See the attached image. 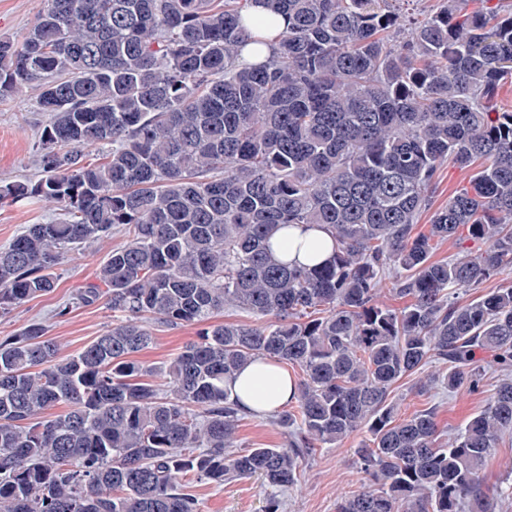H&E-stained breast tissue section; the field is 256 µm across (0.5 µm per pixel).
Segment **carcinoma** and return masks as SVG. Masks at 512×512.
I'll list each match as a JSON object with an SVG mask.
<instances>
[{"label":"carcinoma","instance_id":"carcinoma-1","mask_svg":"<svg viewBox=\"0 0 512 512\" xmlns=\"http://www.w3.org/2000/svg\"><path fill=\"white\" fill-rule=\"evenodd\" d=\"M251 2L45 0L22 43L0 38V102L35 88L46 117L42 177L0 185V206L65 211L0 248V313L125 233L81 294L119 314L110 329L66 359L40 323L0 340V512H195L188 474L259 477L280 512L305 457L360 430L377 488L336 512H499L482 471L512 430V286L456 291L512 270V7L443 0L412 21L402 0H267L251 32ZM280 17L272 56L239 64ZM446 161L478 171L416 234ZM292 224L326 226L332 258L276 261ZM462 231L487 249L432 260ZM391 271L398 309L378 300ZM226 307L262 322L213 321ZM146 318L204 328L156 369L134 358ZM478 352L507 375L448 443L431 411L396 420L397 381L434 357L448 372L429 384L476 390ZM260 356L302 371L296 411L271 413L288 444L232 452L244 412L224 381Z\"/></svg>","mask_w":512,"mask_h":512}]
</instances>
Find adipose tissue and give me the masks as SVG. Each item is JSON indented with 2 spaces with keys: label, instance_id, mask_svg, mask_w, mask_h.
Instances as JSON below:
<instances>
[{
  "label": "adipose tissue",
  "instance_id": "adipose-tissue-1",
  "mask_svg": "<svg viewBox=\"0 0 512 512\" xmlns=\"http://www.w3.org/2000/svg\"><path fill=\"white\" fill-rule=\"evenodd\" d=\"M332 252L333 239L327 230L299 224L276 235L272 256L280 262L312 266L328 259ZM226 388L244 411L264 413L288 404L296 392V381L279 364L258 359L227 381Z\"/></svg>",
  "mask_w": 512,
  "mask_h": 512
}]
</instances>
